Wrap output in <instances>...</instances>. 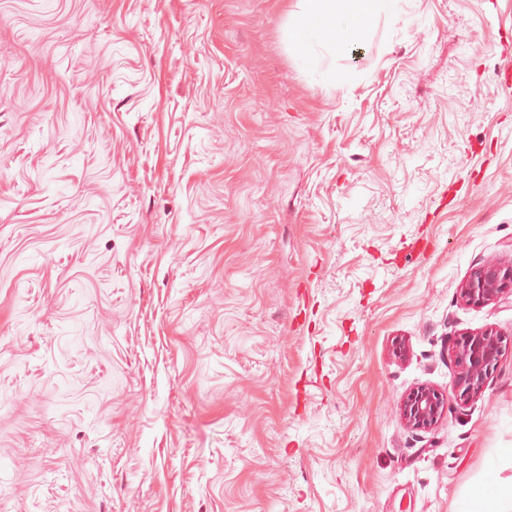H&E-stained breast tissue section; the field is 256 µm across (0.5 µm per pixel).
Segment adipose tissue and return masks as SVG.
I'll return each mask as SVG.
<instances>
[{"label": "adipose tissue", "instance_id": "ef3b65f1", "mask_svg": "<svg viewBox=\"0 0 512 512\" xmlns=\"http://www.w3.org/2000/svg\"><path fill=\"white\" fill-rule=\"evenodd\" d=\"M402 0H291L286 34L301 49V62L322 81L351 83L348 71L323 67L325 55L346 52L371 32L382 15L397 13ZM451 512H512V477L477 488Z\"/></svg>", "mask_w": 512, "mask_h": 512}]
</instances>
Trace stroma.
<instances>
[{"label": "stroma", "instance_id": "stroma-1", "mask_svg": "<svg viewBox=\"0 0 512 512\" xmlns=\"http://www.w3.org/2000/svg\"><path fill=\"white\" fill-rule=\"evenodd\" d=\"M289 0H0V512H450L512 475V0H405L344 87ZM505 295H512V264L480 268L461 289L462 299L474 305L488 304ZM505 349L506 343L503 346L500 334L493 329L462 339L456 353L458 372L448 397L430 389L413 391L403 403L407 422L415 428L429 427L443 416L450 398L463 403L481 393Z\"/></svg>", "mask_w": 512, "mask_h": 512}]
</instances>
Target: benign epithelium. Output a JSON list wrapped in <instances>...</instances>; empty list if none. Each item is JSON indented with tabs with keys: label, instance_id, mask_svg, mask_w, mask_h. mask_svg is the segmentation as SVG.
<instances>
[{
	"label": "benign epithelium",
	"instance_id": "benign-epithelium-1",
	"mask_svg": "<svg viewBox=\"0 0 512 512\" xmlns=\"http://www.w3.org/2000/svg\"><path fill=\"white\" fill-rule=\"evenodd\" d=\"M512 295V264L480 268L461 289L462 299L482 305ZM505 346L500 334L486 330L462 339L457 346L458 372L451 390L444 396L430 389H418L407 396L403 415L415 428H426L443 416L449 399L466 402L481 393L487 379L500 361Z\"/></svg>",
	"mask_w": 512,
	"mask_h": 512
}]
</instances>
